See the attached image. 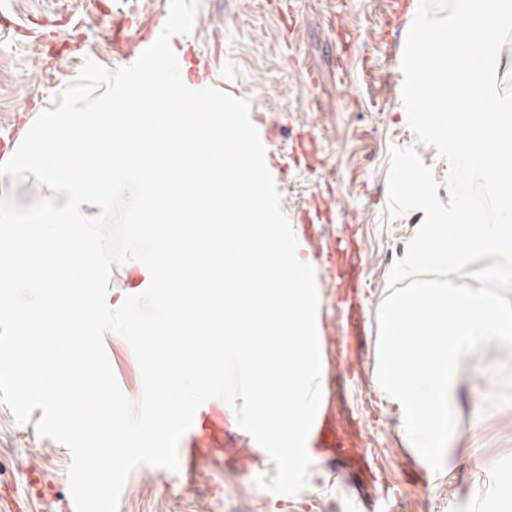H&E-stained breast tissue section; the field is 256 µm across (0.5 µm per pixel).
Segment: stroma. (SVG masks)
Returning a JSON list of instances; mask_svg holds the SVG:
<instances>
[{"instance_id":"35a3bbf8","label":"stroma","mask_w":512,"mask_h":512,"mask_svg":"<svg viewBox=\"0 0 512 512\" xmlns=\"http://www.w3.org/2000/svg\"><path fill=\"white\" fill-rule=\"evenodd\" d=\"M412 0H198L187 53L208 62L216 78L231 74L239 95L252 98L254 125L275 129L276 158L285 169L277 189L291 225H298L320 195L333 193L332 232L355 225L365 251L370 285L369 318L377 320L389 293L393 264L404 257L425 213L410 210L389 219L387 171L391 146L415 147L433 170L441 202H448L447 164L435 148L418 143L402 102L401 61L413 16ZM126 0H0V124L22 128L25 115L43 111L52 96L78 75L86 59L118 69L109 31L84 36L88 18H110ZM317 140L324 167L295 165L291 147L304 135ZM106 353L118 384L129 399L143 390L141 371L125 339L107 335ZM476 372L461 393L460 438L450 465L425 467L407 448L399 411L376 383L350 378L323 387L330 404L359 416L370 465L381 467V481L342 491L335 474L321 469L304 490L277 495L257 486L277 472L261 454L249 472L238 457L250 435L241 431L232 409L224 411L230 435L223 442L224 465L205 471L197 490L188 491L175 471L140 466L130 474L118 512H320L336 501L339 512H470L473 495L490 496L491 460L512 469V352L496 344L474 353ZM17 422L0 404V478L19 480L28 466L42 468L54 493L31 495L30 512H53L54 497L69 495L67 448L41 438L36 424Z\"/></svg>"}]
</instances>
